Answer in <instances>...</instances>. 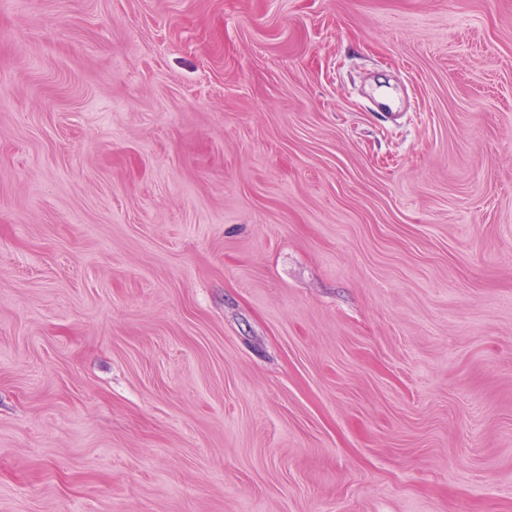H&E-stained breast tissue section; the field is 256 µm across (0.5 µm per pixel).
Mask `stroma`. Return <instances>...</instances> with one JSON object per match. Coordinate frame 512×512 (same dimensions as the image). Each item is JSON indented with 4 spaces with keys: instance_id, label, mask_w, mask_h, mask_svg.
Returning <instances> with one entry per match:
<instances>
[{
    "instance_id": "stroma-1",
    "label": "stroma",
    "mask_w": 512,
    "mask_h": 512,
    "mask_svg": "<svg viewBox=\"0 0 512 512\" xmlns=\"http://www.w3.org/2000/svg\"><path fill=\"white\" fill-rule=\"evenodd\" d=\"M0 512H512V0H0Z\"/></svg>"
}]
</instances>
